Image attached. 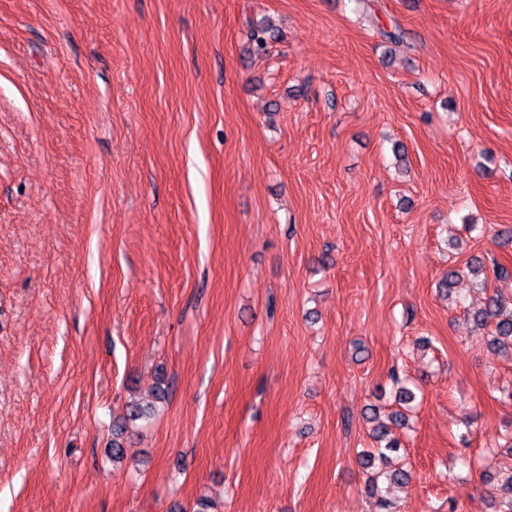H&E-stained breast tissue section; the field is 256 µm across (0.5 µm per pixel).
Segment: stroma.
<instances>
[{
  "label": "stroma",
  "mask_w": 512,
  "mask_h": 512,
  "mask_svg": "<svg viewBox=\"0 0 512 512\" xmlns=\"http://www.w3.org/2000/svg\"><path fill=\"white\" fill-rule=\"evenodd\" d=\"M474 257L512 263V0H0V512H374L393 369L401 512H493L512 355L436 288ZM174 387V378L162 377L152 393V401L146 404L132 403L130 405L127 421H136L153 415L157 404H167L170 401ZM376 424L370 431V437L375 443L361 455V465L369 470L366 483L367 494L375 499L377 512H398L394 502L388 497L392 485L403 484L408 480V472L402 468L389 470L391 455H397L401 444L390 438V430L386 422L372 418Z\"/></svg>",
  "instance_id": "obj_1"
}]
</instances>
